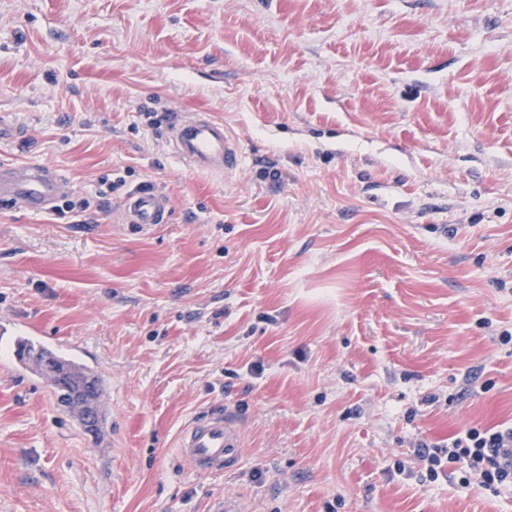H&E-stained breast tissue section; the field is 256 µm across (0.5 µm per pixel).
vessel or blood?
Here are the masks:
<instances>
[{"mask_svg":"<svg viewBox=\"0 0 512 512\" xmlns=\"http://www.w3.org/2000/svg\"><path fill=\"white\" fill-rule=\"evenodd\" d=\"M26 134L13 113H0V145L15 147ZM161 139L170 155L192 169L223 175L238 170L242 154L235 136L223 122L200 113L174 111L162 130ZM65 186L62 177L34 163L0 161V201L32 214L49 211ZM127 223L148 228L166 223L170 201L154 184L132 191L124 203ZM240 432L224 411H211L195 419L178 442L179 455L198 474L224 470L235 458Z\"/></svg>","mask_w":512,"mask_h":512,"instance_id":"vessel-or-blood-1","label":"vessel or blood"}]
</instances>
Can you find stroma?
Here are the masks:
<instances>
[{
	"instance_id": "obj_1",
	"label": "stroma",
	"mask_w": 512,
	"mask_h": 512,
	"mask_svg": "<svg viewBox=\"0 0 512 512\" xmlns=\"http://www.w3.org/2000/svg\"><path fill=\"white\" fill-rule=\"evenodd\" d=\"M174 110L241 167L167 154L146 115ZM1 112L6 158L67 186L0 203V323L97 370L108 424L0 342V512H512L416 455L512 425V0H0ZM211 407L241 444L199 475L178 440ZM26 140L24 127L15 119L13 112L0 113V145L15 147ZM124 209L126 224L148 228L166 223L170 201L153 183H144L126 197Z\"/></svg>"
}]
</instances>
